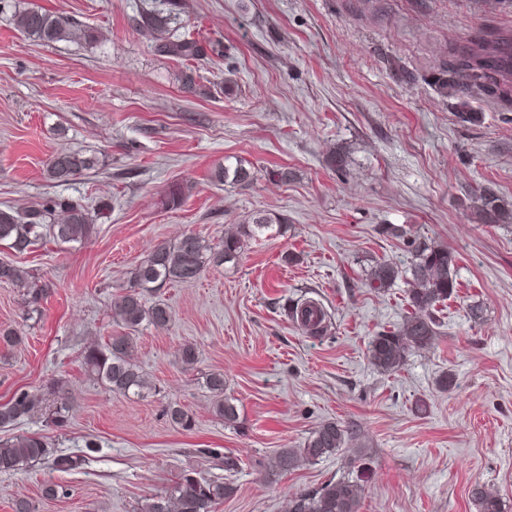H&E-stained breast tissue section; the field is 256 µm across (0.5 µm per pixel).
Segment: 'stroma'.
I'll return each instance as SVG.
<instances>
[{
  "mask_svg": "<svg viewBox=\"0 0 512 512\" xmlns=\"http://www.w3.org/2000/svg\"><path fill=\"white\" fill-rule=\"evenodd\" d=\"M33 3L94 28L95 41L24 35L12 13ZM150 12L167 16V30L143 26ZM503 27L512 0H10L0 12V207L54 194L105 208L85 243H0V261L26 273L0 283V331L21 338L0 352V405L38 395L18 432L83 459L67 473L46 460L0 473V512L22 495L34 512H138L189 469L235 486L215 512H288L296 495L348 475L363 478L359 512H478V484L512 512V224L477 218L484 189L512 211V104L439 87L452 45ZM171 33L198 39L203 56H171ZM188 70L193 93L181 83ZM60 151L96 153L100 169L51 181L46 163ZM240 160L250 185L213 181L216 166ZM281 167L290 181L271 178ZM175 183L185 198L168 209ZM256 212L286 222L236 267L158 292L172 321L141 325L133 353L151 391L93 384L83 351L121 331L111 304L135 268L188 232L219 242ZM386 224L447 246L457 262L434 345L393 372L368 359L371 337L409 311L404 281L379 294L365 285L372 260L410 259ZM36 288L45 295L34 307ZM304 298L324 305L327 335L289 320L287 304ZM186 344L198 352L188 368ZM216 371L237 407L232 425L205 387ZM61 391L72 415L58 429ZM172 403L193 415L192 430L169 422ZM326 421L352 427L354 440L315 464L273 467ZM52 482L69 497L45 498Z\"/></svg>",
  "mask_w": 512,
  "mask_h": 512,
  "instance_id": "obj_1",
  "label": "stroma"
}]
</instances>
